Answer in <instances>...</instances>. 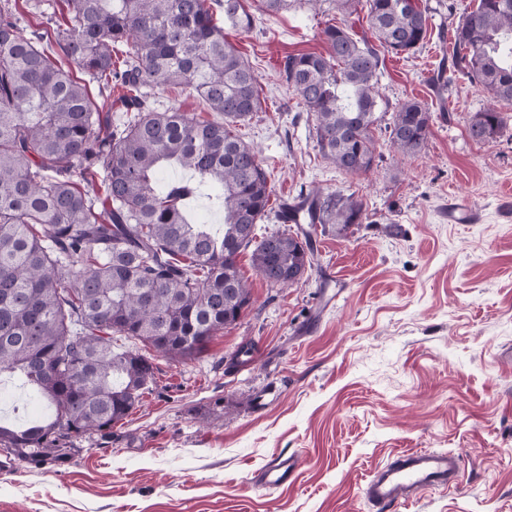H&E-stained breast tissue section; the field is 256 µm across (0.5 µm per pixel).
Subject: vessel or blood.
I'll return each mask as SVG.
<instances>
[{"label":"vessel or blood","mask_w":512,"mask_h":512,"mask_svg":"<svg viewBox=\"0 0 512 512\" xmlns=\"http://www.w3.org/2000/svg\"><path fill=\"white\" fill-rule=\"evenodd\" d=\"M447 216L452 224L479 220L468 201L460 196L449 202ZM300 466L296 455H276L257 473L255 482L267 490L287 487L296 481ZM460 470L461 459L455 454L426 449L404 451L373 471L362 494L373 512H398L408 499L457 484Z\"/></svg>","instance_id":"vessel-or-blood-1"}]
</instances>
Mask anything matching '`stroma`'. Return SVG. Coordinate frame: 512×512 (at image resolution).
<instances>
[{"mask_svg":"<svg viewBox=\"0 0 512 512\" xmlns=\"http://www.w3.org/2000/svg\"><path fill=\"white\" fill-rule=\"evenodd\" d=\"M431 22L414 54L385 57L380 108L426 103L425 148L401 157L386 128L375 163L348 176L325 160L314 120L279 75L290 53L322 52L327 23L367 29L362 14L295 6L254 16L224 37L253 65L262 109L236 132L260 151L271 212L259 233H293L284 202L315 186L354 195L361 223L314 234L315 266L299 283L270 285L249 254L238 259L252 305L186 362L158 359L156 379L111 434H91L67 467H0V512H370L371 472L409 450L453 452L463 482L417 497L405 512H512V222L499 215L512 190V106L500 138L468 134L487 92L456 65L452 29L477 0H419ZM152 108L209 116L189 90L150 91ZM478 211L448 223L452 197ZM340 292L323 304L322 275ZM251 345L254 358L236 352ZM47 408L17 380L0 384V415ZM301 458L297 481L253 482L272 456Z\"/></svg>","mask_w":512,"mask_h":512,"instance_id":"1","label":"stroma"}]
</instances>
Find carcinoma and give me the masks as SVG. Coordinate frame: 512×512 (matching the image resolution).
Instances as JSON below:
<instances>
[{"mask_svg": "<svg viewBox=\"0 0 512 512\" xmlns=\"http://www.w3.org/2000/svg\"><path fill=\"white\" fill-rule=\"evenodd\" d=\"M67 14L30 36L0 0V375L33 387L51 414L28 425L0 424L8 461L68 465L75 440L108 434L155 382L158 357L188 361L238 322L252 295L238 257L289 287L313 266L311 231L344 230L363 219L354 195L300 191L296 209L310 229L257 237L271 189L256 149L232 127L261 109L253 67L224 38V23L251 29L243 0H65ZM366 9L380 47L415 52L428 16L418 0H336ZM326 53L284 56L280 75L315 119L325 159L349 176L375 162L381 120L376 48L353 26L322 30ZM455 61L491 96L470 136L497 140L512 105V0H478L450 35ZM98 82H112L137 119L112 125L86 85L44 44ZM126 47L124 69L112 49ZM182 86L223 116L157 112L145 89ZM428 105L409 99L392 114L391 144L404 156L424 148ZM186 176L159 186L165 164ZM205 196L218 224H199L190 204ZM102 207H97V203ZM148 349H119L114 335Z\"/></svg>", "mask_w": 512, "mask_h": 512, "instance_id": "1", "label": "carcinoma"}]
</instances>
